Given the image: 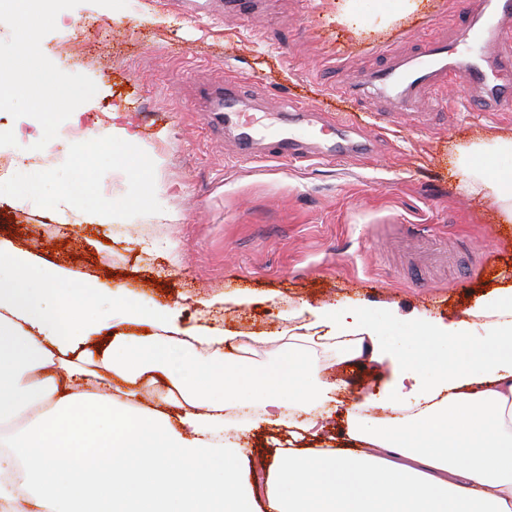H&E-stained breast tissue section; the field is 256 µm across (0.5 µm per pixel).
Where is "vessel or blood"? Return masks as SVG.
Here are the masks:
<instances>
[{
  "label": "vessel or blood",
  "instance_id": "b4317fda",
  "mask_svg": "<svg viewBox=\"0 0 512 512\" xmlns=\"http://www.w3.org/2000/svg\"><path fill=\"white\" fill-rule=\"evenodd\" d=\"M511 69L512 35L503 30L482 35L469 20L457 29L452 41L427 43L407 64L383 67L369 81L380 93L408 98L420 87L446 77L460 81L466 107L507 115L512 113V91L490 84L488 75L501 76ZM241 84L238 73L232 71L222 83L201 90L218 121L232 132L239 160H344L373 154L372 139L361 135L352 113L340 112L318 123L311 110L294 103L275 111L282 132L268 137L259 129L260 118L241 97Z\"/></svg>",
  "mask_w": 512,
  "mask_h": 512
}]
</instances>
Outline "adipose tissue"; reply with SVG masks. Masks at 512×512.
<instances>
[{"mask_svg": "<svg viewBox=\"0 0 512 512\" xmlns=\"http://www.w3.org/2000/svg\"><path fill=\"white\" fill-rule=\"evenodd\" d=\"M421 0H336V21L388 24ZM493 145L499 165L480 160ZM473 143L460 167L466 187L492 199L512 222V136ZM57 303L45 309V298ZM130 322L158 328L150 347L113 340L92 365L69 354L105 324L95 295L78 279L34 269L0 243V512H253L238 465L245 450L224 446V413L261 397L265 422L296 415L298 436L316 438L312 409L338 386L311 366L308 333L342 339L339 360L357 361L380 345L385 319L364 310L327 311L290 335L260 366H228L227 333H186L168 318L120 303ZM495 332L477 347L458 338L451 357L435 350L447 328L409 329L396 357L424 373L413 401L391 396L355 404L346 418L350 446L278 450L266 470L268 512H512V294L478 311ZM216 349L200 364L199 348ZM135 363L149 384H181L178 414L141 409L137 393L109 394Z\"/></svg>", "mask_w": 512, "mask_h": 512, "instance_id": "obj_1", "label": "adipose tissue"}]
</instances>
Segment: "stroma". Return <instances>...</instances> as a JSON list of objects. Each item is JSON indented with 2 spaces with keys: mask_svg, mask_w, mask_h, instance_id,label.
<instances>
[{
  "mask_svg": "<svg viewBox=\"0 0 512 512\" xmlns=\"http://www.w3.org/2000/svg\"><path fill=\"white\" fill-rule=\"evenodd\" d=\"M58 8L71 25L40 26L38 72L65 75L90 97L51 108L0 97V156L36 159L50 193L81 181L100 219L64 223L43 197L23 192L26 177L0 171V182L15 188L0 196L1 241L31 253L37 267L84 280L97 298L119 293L171 312L180 328L229 331L224 350L240 363L270 359L279 350L272 337L290 335L328 305L388 314L396 345L399 323L424 315L456 322L474 344L491 339L476 312L512 291V232H503L493 201L467 191L456 162L475 138L512 135V121L441 109L438 99L460 95L453 83L413 104L369 86L355 101L335 93L342 77L363 80L387 64L379 48L408 59L428 39L451 35L459 24L454 0H423L389 26L357 28L337 24L335 0H258L251 13L234 16L222 15L221 0H201L195 15L177 0H59ZM230 68L267 107L284 92L325 117L355 114L376 140L374 156L235 161L232 134L205 123L197 92ZM387 111L398 118L380 125ZM116 113L135 143L110 163L78 157L73 127L101 135ZM42 126L46 137L34 138ZM395 224L415 225L451 249L455 263L421 267L385 239ZM238 297L245 305H235ZM306 347L315 366L344 384L319 442L344 444L347 411L389 392L396 359L342 364L338 340ZM238 432L255 512H266L260 465L287 447L288 428L243 417Z\"/></svg>",
  "mask_w": 512,
  "mask_h": 512,
  "instance_id": "obj_1",
  "label": "stroma"
}]
</instances>
